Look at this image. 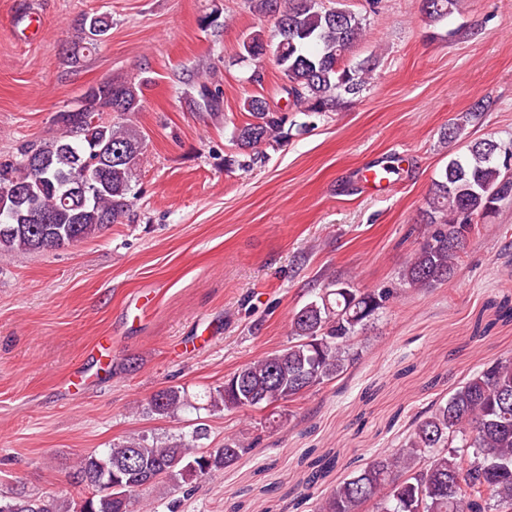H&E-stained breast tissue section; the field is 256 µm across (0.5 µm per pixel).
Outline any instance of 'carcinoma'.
Here are the masks:
<instances>
[{
	"label": "carcinoma",
	"mask_w": 512,
	"mask_h": 512,
	"mask_svg": "<svg viewBox=\"0 0 512 512\" xmlns=\"http://www.w3.org/2000/svg\"><path fill=\"white\" fill-rule=\"evenodd\" d=\"M253 12L275 18L273 58L284 91L300 112H336L359 98L372 71L369 61L349 64L346 54L364 39L366 19L321 0H249ZM460 0H422L420 11L437 22L459 10ZM112 21L88 13L73 56L96 50ZM248 56L267 54L259 34L242 43ZM148 81L109 80L92 85L80 104L57 113L58 132L20 148L0 162V249L49 252L74 246L121 223L132 206V179L143 156V139L131 117L143 108ZM199 105L211 112L220 98L207 86ZM243 108L250 120L234 126L233 140L250 163L263 145L288 138L287 117L263 96ZM113 112L122 119H107ZM471 110L441 131L461 136L481 117ZM247 162V163H249ZM244 161H237L241 167ZM512 140L479 139L452 159L426 198V228L414 256L389 288L361 290L335 281L291 319L287 348L249 361L208 393L214 411L273 408L269 426L287 420L286 409L314 388L342 375L360 358L359 335L407 288H431L453 277L479 223L512 200ZM187 405L184 390L168 386L148 399L143 412L171 417ZM201 427L189 441L130 436L101 454L78 458L73 477L91 489L72 505L23 490L0 493V512H132L135 498L189 486L248 455L256 443L247 432L224 438L222 448H201ZM319 512H512V355L473 373L445 401L422 411L398 447L376 454L340 480Z\"/></svg>",
	"instance_id": "1"
}]
</instances>
